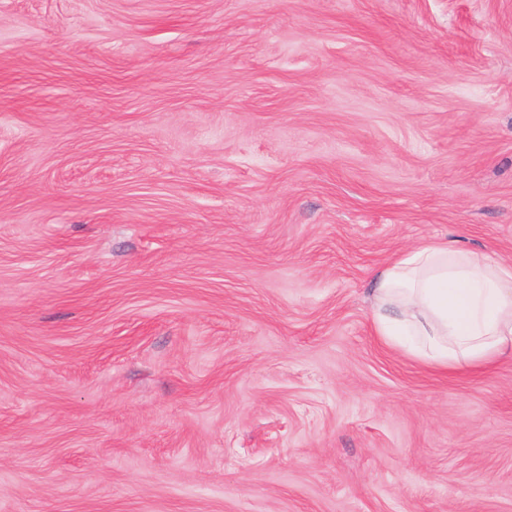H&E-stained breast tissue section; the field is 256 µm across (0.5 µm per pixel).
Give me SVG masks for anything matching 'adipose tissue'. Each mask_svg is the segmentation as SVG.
Listing matches in <instances>:
<instances>
[{
	"label": "adipose tissue",
	"instance_id": "adipose-tissue-1",
	"mask_svg": "<svg viewBox=\"0 0 512 512\" xmlns=\"http://www.w3.org/2000/svg\"><path fill=\"white\" fill-rule=\"evenodd\" d=\"M375 331L440 370L481 368L512 353V271L441 242L390 263L371 290Z\"/></svg>",
	"mask_w": 512,
	"mask_h": 512
}]
</instances>
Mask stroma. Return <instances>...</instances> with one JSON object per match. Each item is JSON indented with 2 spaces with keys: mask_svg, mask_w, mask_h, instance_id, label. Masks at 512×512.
<instances>
[{
  "mask_svg": "<svg viewBox=\"0 0 512 512\" xmlns=\"http://www.w3.org/2000/svg\"><path fill=\"white\" fill-rule=\"evenodd\" d=\"M428 241L512 269V0H0V512H512ZM375 331L440 370L481 368L512 353V271L441 242L390 263L371 290Z\"/></svg>",
  "mask_w": 512,
  "mask_h": 512,
  "instance_id": "1",
  "label": "stroma"
}]
</instances>
